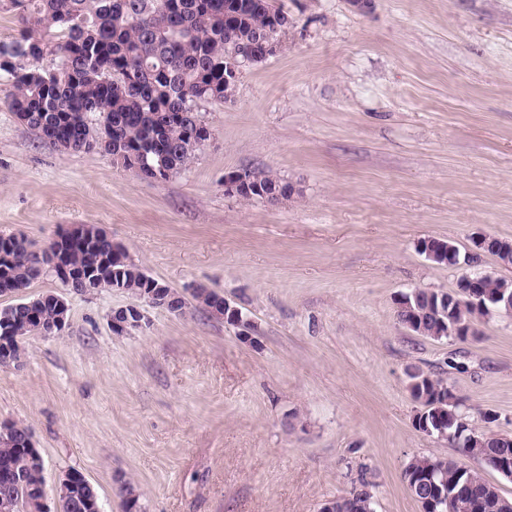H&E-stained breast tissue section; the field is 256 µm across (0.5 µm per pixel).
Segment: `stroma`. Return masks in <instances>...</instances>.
<instances>
[{
	"label": "stroma",
	"mask_w": 512,
	"mask_h": 512,
	"mask_svg": "<svg viewBox=\"0 0 512 512\" xmlns=\"http://www.w3.org/2000/svg\"><path fill=\"white\" fill-rule=\"evenodd\" d=\"M278 2L294 28L242 67L230 100L197 104L211 137L163 181L40 138L0 79V236L39 249L98 225L149 276L183 294L205 285L254 326L251 345L196 305L147 306L116 336L112 311L131 295L50 275L0 297L68 302L60 335L0 368V423L28 427L47 487L78 471L101 512H121L126 480L143 512H319L362 479L375 512H420L407 463L461 455L414 427L413 369L446 379L471 427L512 436V316L480 318L464 341L396 318L415 288L512 280L488 254L446 267L418 250L512 239V0ZM240 169L298 193L242 202L224 192Z\"/></svg>",
	"instance_id": "obj_1"
}]
</instances>
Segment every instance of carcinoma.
<instances>
[{
  "label": "carcinoma",
  "mask_w": 512,
  "mask_h": 512,
  "mask_svg": "<svg viewBox=\"0 0 512 512\" xmlns=\"http://www.w3.org/2000/svg\"><path fill=\"white\" fill-rule=\"evenodd\" d=\"M17 23V34L0 41V57L14 64L0 67V79L9 81L13 92L8 108L15 116L50 141L71 143L75 152L102 151L127 169L135 164L159 165L158 173L145 172L148 179L165 180L169 173L190 166L196 150L188 147L195 127V105L224 102L235 84L224 79L239 53L250 63L268 58L266 44L294 27V19L274 0H9ZM254 190L243 194L245 202L290 197L293 186L263 169L248 172ZM0 252L12 258L1 263L3 288H27L51 261L47 250L35 251L23 236H0ZM112 255L111 244L74 241L67 250L68 262L90 268ZM127 263L123 280L104 270L90 283L93 290H115L131 294L149 285ZM413 312L396 308L398 320L420 319L426 330L439 331L434 313L437 293L425 289L407 295ZM56 322L55 295L37 298L35 316L20 308L11 323L17 340L11 356L19 359L24 341L36 328H52ZM412 396L426 400L429 408L414 424L448 428L452 417L443 398L451 386L424 372L411 375ZM28 428L6 422L0 429V468H8L12 483L8 494L12 512H37L45 487L43 460L25 448ZM491 451L512 460V438H499L482 431ZM436 459L415 456L404 469V480L416 488L418 499L428 497L426 486L414 483L416 476L430 472ZM457 475L448 486L451 512H512V500L483 474L456 461ZM348 512H374L369 483L360 480L348 492ZM89 505L80 507L70 498L60 499V512H97L99 497L92 486L82 487Z\"/></svg>",
  "instance_id": "obj_1"
}]
</instances>
